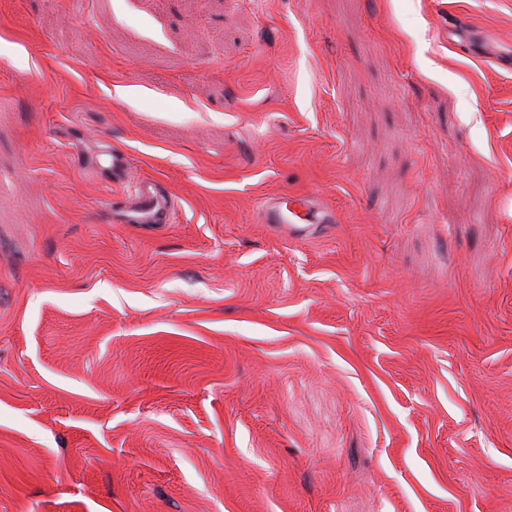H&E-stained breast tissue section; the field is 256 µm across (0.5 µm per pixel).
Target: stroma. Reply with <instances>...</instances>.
I'll return each instance as SVG.
<instances>
[{
    "instance_id": "1",
    "label": "stroma",
    "mask_w": 512,
    "mask_h": 512,
    "mask_svg": "<svg viewBox=\"0 0 512 512\" xmlns=\"http://www.w3.org/2000/svg\"><path fill=\"white\" fill-rule=\"evenodd\" d=\"M0 512H512V0H0ZM134 190L122 211L125 224H162L167 221L169 207L154 182L137 180ZM264 224L285 228L290 236H304L310 224H332L333 211L320 206L309 196L282 194L265 199L260 206Z\"/></svg>"
}]
</instances>
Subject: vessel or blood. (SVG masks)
Listing matches in <instances>:
<instances>
[{
    "label": "vessel or blood",
    "instance_id": "vessel-or-blood-1",
    "mask_svg": "<svg viewBox=\"0 0 512 512\" xmlns=\"http://www.w3.org/2000/svg\"><path fill=\"white\" fill-rule=\"evenodd\" d=\"M168 213V204L156 184L143 179L135 182L134 193L122 211L127 224H161L166 222ZM260 213L263 223L286 229L295 237L306 235L310 225L336 221L333 211L302 195L282 194L265 199Z\"/></svg>",
    "mask_w": 512,
    "mask_h": 512
}]
</instances>
